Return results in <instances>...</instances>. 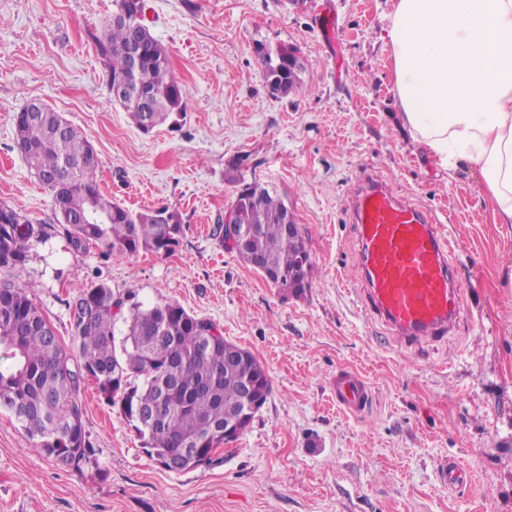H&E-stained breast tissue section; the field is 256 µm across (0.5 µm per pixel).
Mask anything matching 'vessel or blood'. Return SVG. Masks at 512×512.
<instances>
[{"instance_id": "1", "label": "vessel or blood", "mask_w": 512, "mask_h": 512, "mask_svg": "<svg viewBox=\"0 0 512 512\" xmlns=\"http://www.w3.org/2000/svg\"><path fill=\"white\" fill-rule=\"evenodd\" d=\"M362 184L354 216L374 312L409 343L447 335L460 317V290L448 263L451 239L430 216L395 201L380 182L366 178ZM332 392L337 407L350 414L364 412L371 402L365 378L352 369L337 373ZM437 470L452 490L474 480L457 457L440 460Z\"/></svg>"}]
</instances>
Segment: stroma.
Here are the masks:
<instances>
[{"instance_id": "1", "label": "stroma", "mask_w": 512, "mask_h": 512, "mask_svg": "<svg viewBox=\"0 0 512 512\" xmlns=\"http://www.w3.org/2000/svg\"><path fill=\"white\" fill-rule=\"evenodd\" d=\"M395 0H146V22L190 90L176 126L145 135L112 101L90 39L113 0H0V204L56 224L51 194L14 150L32 100L92 143L102 189L182 218L172 252L35 244L18 280L71 345L70 303L93 278L143 306L175 301L265 366L272 393L222 462L170 472L94 384L80 398L96 463L37 452L0 410V512H512V224L494 221L477 168L437 166L400 118L386 35ZM297 48L299 93L271 94L253 45ZM455 238L461 317L408 346L368 306L351 196L361 172ZM281 196L305 236L311 286L284 297L213 237L246 184ZM351 368L372 400L337 410ZM474 482L451 493L442 458ZM440 482L452 491L463 485L471 484L474 480L473 471L460 458L441 459L437 465Z\"/></svg>"}]
</instances>
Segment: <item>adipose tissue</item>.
<instances>
[{
	"instance_id": "1",
	"label": "adipose tissue",
	"mask_w": 512,
	"mask_h": 512,
	"mask_svg": "<svg viewBox=\"0 0 512 512\" xmlns=\"http://www.w3.org/2000/svg\"><path fill=\"white\" fill-rule=\"evenodd\" d=\"M386 34L414 140L443 168L475 165L512 224V0H396Z\"/></svg>"
}]
</instances>
